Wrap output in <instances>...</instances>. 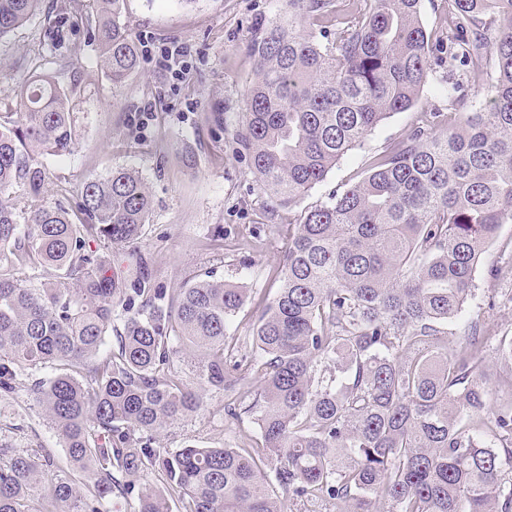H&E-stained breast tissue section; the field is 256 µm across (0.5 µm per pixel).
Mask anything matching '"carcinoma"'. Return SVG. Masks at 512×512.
<instances>
[{
    "instance_id": "1",
    "label": "carcinoma",
    "mask_w": 512,
    "mask_h": 512,
    "mask_svg": "<svg viewBox=\"0 0 512 512\" xmlns=\"http://www.w3.org/2000/svg\"><path fill=\"white\" fill-rule=\"evenodd\" d=\"M43 0H0V41ZM123 0H69L108 77L140 64ZM448 38L430 40L420 0H288L256 24V79L236 144L272 212L296 204L388 117L411 109L435 68L460 100L483 63L487 97L438 135L433 118L372 157L354 186L291 225L274 295L252 289L250 348L229 328L247 289L205 273L175 293L143 258L129 285L92 241L133 246L152 192L138 172L88 178L70 208L47 198L40 158L75 145L73 91L28 78L0 112V398L27 381L71 466L0 433V512H512V373L490 380L479 317L450 343L477 264L512 223V0H444ZM334 22V29L326 23ZM189 355L188 383L175 361ZM222 391L255 417L256 447L188 440L164 428ZM251 399L243 405L245 399ZM157 471L164 488L121 478Z\"/></svg>"
}]
</instances>
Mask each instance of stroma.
Wrapping results in <instances>:
<instances>
[{
  "instance_id": "1",
  "label": "stroma",
  "mask_w": 512,
  "mask_h": 512,
  "mask_svg": "<svg viewBox=\"0 0 512 512\" xmlns=\"http://www.w3.org/2000/svg\"><path fill=\"white\" fill-rule=\"evenodd\" d=\"M285 0H123V18L139 43L152 50L186 46L172 69L148 58L119 85L108 78L85 25L60 0H43L39 12L0 41V103L10 104L23 80L35 72L57 73L77 104L71 154L44 157L50 188L76 192L92 175L118 167L139 172L152 191V211L138 243L130 247L92 242L109 253L114 268L131 271L144 256L155 282L168 290L207 270L230 283L275 291V271L288 246V227L300 214L359 181L371 159L404 137L420 113H437L435 130L448 129L447 97L425 87L411 109L392 115L349 153L296 205L267 215L265 199L237 152L235 134L255 77L250 53L254 23L284 9ZM223 106L222 124L212 113ZM223 236L213 249L210 239ZM512 267V224L502 225L486 247L475 274L470 309L484 313L494 336H512V276L492 279L489 268ZM223 392L207 394L202 406L165 428L162 446L186 440L251 446L260 439L250 418L230 419ZM23 423L18 449L39 442L65 453L27 388L0 400V424Z\"/></svg>"
}]
</instances>
